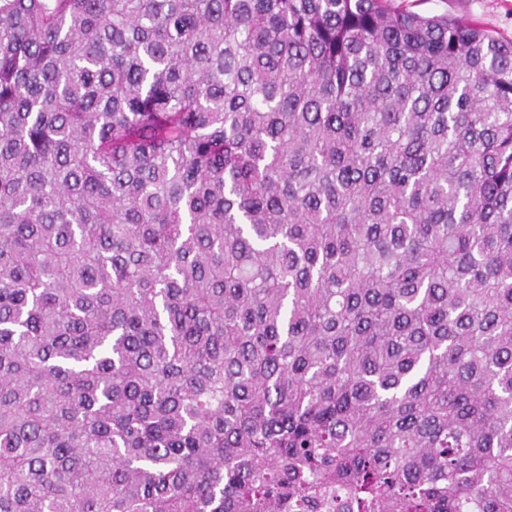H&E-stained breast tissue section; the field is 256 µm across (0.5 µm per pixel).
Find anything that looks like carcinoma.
<instances>
[{
	"instance_id": "carcinoma-1",
	"label": "carcinoma",
	"mask_w": 512,
	"mask_h": 512,
	"mask_svg": "<svg viewBox=\"0 0 512 512\" xmlns=\"http://www.w3.org/2000/svg\"><path fill=\"white\" fill-rule=\"evenodd\" d=\"M512 512V38L391 0H0V512Z\"/></svg>"
}]
</instances>
